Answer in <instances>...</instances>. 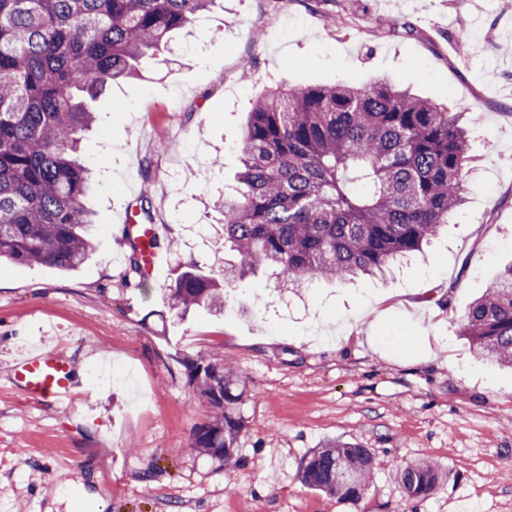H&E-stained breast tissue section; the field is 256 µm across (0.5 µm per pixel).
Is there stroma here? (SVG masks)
<instances>
[{
	"label": "stroma",
	"instance_id": "1",
	"mask_svg": "<svg viewBox=\"0 0 512 512\" xmlns=\"http://www.w3.org/2000/svg\"><path fill=\"white\" fill-rule=\"evenodd\" d=\"M377 75L471 123L466 202L439 238L382 278L292 291L260 269L224 313L164 305L186 263L224 273V197L266 85ZM92 107L94 253L73 271L0 268V512H512V369L458 327L512 263V0H223ZM142 201L167 256L151 283L119 223ZM34 347L72 360L67 407L13 385ZM201 356L248 387L239 465L189 448L211 413L184 365ZM334 441L373 453L358 501L299 479ZM421 459L442 478L412 499L397 472Z\"/></svg>",
	"mask_w": 512,
	"mask_h": 512
}]
</instances>
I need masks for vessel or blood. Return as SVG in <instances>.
I'll return each instance as SVG.
<instances>
[{
	"instance_id": "b4317fda",
	"label": "vessel or blood",
	"mask_w": 512,
	"mask_h": 512,
	"mask_svg": "<svg viewBox=\"0 0 512 512\" xmlns=\"http://www.w3.org/2000/svg\"><path fill=\"white\" fill-rule=\"evenodd\" d=\"M125 231H137L141 248V270L156 277L164 263L158 246L160 227L156 224H136L132 212L121 218ZM12 379L27 398L64 405L74 388L73 366L67 358L50 350H35L22 354L12 367Z\"/></svg>"
}]
</instances>
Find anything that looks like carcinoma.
<instances>
[{
	"label": "carcinoma",
	"instance_id": "obj_1",
	"mask_svg": "<svg viewBox=\"0 0 512 512\" xmlns=\"http://www.w3.org/2000/svg\"><path fill=\"white\" fill-rule=\"evenodd\" d=\"M217 0H0V261L73 270L87 259L93 222L88 169L78 157L96 121L87 101L137 71L167 36ZM238 194L224 198V281L195 263L162 294L181 313L224 310L259 267L298 284L382 272L437 238L461 207L471 162L460 115L398 89L295 88L281 80L254 101L240 133ZM460 335L480 357L512 366V263L469 306ZM212 415L190 449L238 464L246 391L224 363L188 364ZM374 473L371 450L337 442L314 453L301 482L358 500ZM398 477L409 497L430 495L439 469L422 460Z\"/></svg>",
	"mask_w": 512,
	"mask_h": 512
}]
</instances>
